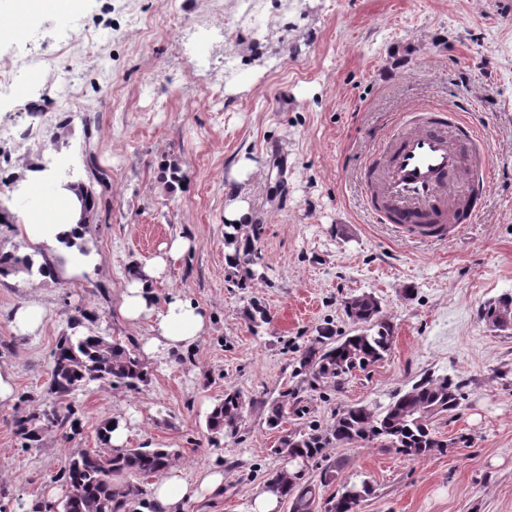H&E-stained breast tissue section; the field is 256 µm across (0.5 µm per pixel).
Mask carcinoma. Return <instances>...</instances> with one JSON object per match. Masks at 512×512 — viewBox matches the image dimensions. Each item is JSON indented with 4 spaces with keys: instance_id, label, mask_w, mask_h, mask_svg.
<instances>
[{
    "instance_id": "carcinoma-1",
    "label": "carcinoma",
    "mask_w": 512,
    "mask_h": 512,
    "mask_svg": "<svg viewBox=\"0 0 512 512\" xmlns=\"http://www.w3.org/2000/svg\"><path fill=\"white\" fill-rule=\"evenodd\" d=\"M224 247L234 249L235 269L253 273L261 257L255 245L260 227L242 234L239 227L228 224ZM49 263H36L33 256L12 257L8 269L22 270L32 277L43 276ZM346 316L358 325L356 333L337 339L329 329L322 330L297 360L296 387L285 389L268 405L267 422L276 427L286 416L304 413L298 400L304 388L317 389L331 381L343 382L357 370L384 359L392 349L394 327L380 317L378 300L362 293L344 304ZM80 310L70 320V333L62 337L51 353L48 394L64 400L94 382L114 387L136 389L148 381L147 363L133 344L87 328ZM483 319L494 328L512 330V301L500 296L487 301ZM461 384L448 376H428L397 392L385 405L361 404L342 409L325 427H310L284 437L275 453L283 458L282 466L264 480L262 491L290 504V512H314L316 486L305 480V467L330 445L367 444L375 440L387 444L397 453L412 459L431 455L439 444L434 423L460 406ZM244 400L237 390L224 391L207 419V429L215 435L233 437L243 421ZM67 415L56 403L16 421L17 433L28 447L39 444L43 433L62 426ZM103 423L99 447L71 454L60 473L66 485L62 512H160L147 498L144 481L161 475L172 464L173 452L153 443L136 448H114L106 442L108 425ZM373 495L369 482L339 483L336 494L323 502V512H358L361 503Z\"/></svg>"
}]
</instances>
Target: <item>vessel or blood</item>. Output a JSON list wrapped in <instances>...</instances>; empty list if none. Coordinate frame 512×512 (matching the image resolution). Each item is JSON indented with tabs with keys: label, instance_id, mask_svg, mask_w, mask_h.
<instances>
[{
	"label": "vessel or blood",
	"instance_id": "obj_1",
	"mask_svg": "<svg viewBox=\"0 0 512 512\" xmlns=\"http://www.w3.org/2000/svg\"><path fill=\"white\" fill-rule=\"evenodd\" d=\"M490 166L476 126L460 109L418 105L368 156L360 174L374 223L433 244L473 223L487 180L463 179L468 163Z\"/></svg>",
	"mask_w": 512,
	"mask_h": 512
}]
</instances>
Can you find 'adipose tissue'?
Returning <instances> with one entry per match:
<instances>
[{"instance_id":"1","label":"adipose tissue","mask_w":512,"mask_h":512,"mask_svg":"<svg viewBox=\"0 0 512 512\" xmlns=\"http://www.w3.org/2000/svg\"><path fill=\"white\" fill-rule=\"evenodd\" d=\"M79 187H59L24 216L21 232L35 244L65 240L58 262L52 263V277H75L99 261L95 253L85 252ZM192 240L180 236L172 241L167 257H158L133 270L122 295L121 316L131 323L149 321L150 334L143 344L146 354L193 345L205 332L208 318L204 310L180 295L172 294L158 303L155 285L168 260H175L191 249ZM223 471L214 469L196 479H186L179 468H168L157 482L153 499L159 512H185L187 505L220 489Z\"/></svg>"}]
</instances>
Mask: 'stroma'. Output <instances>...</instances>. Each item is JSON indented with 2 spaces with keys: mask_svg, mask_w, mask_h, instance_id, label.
Wrapping results in <instances>:
<instances>
[{
  "mask_svg": "<svg viewBox=\"0 0 512 512\" xmlns=\"http://www.w3.org/2000/svg\"><path fill=\"white\" fill-rule=\"evenodd\" d=\"M243 10L241 0H83L76 13L25 20L23 37H0V58L25 62L15 95L0 101V208L14 218L0 224V254L35 249L16 223L38 206L21 162L100 197L85 228L96 267L76 281L0 275V364L16 375L14 401L0 403V499L37 497L61 512L58 471L119 416L129 445L171 448L185 478L223 469L222 489L186 512H252L284 436L446 374L462 400L435 423L444 449L412 460L355 444L324 449L321 464L371 483L359 512H512V331L480 315L512 294V0H260L250 23ZM414 103L467 105L492 152L481 213L440 244L370 223L359 184L366 155ZM90 154L108 185L93 179ZM236 198L261 227L251 277L224 262V209ZM183 235L195 245L156 289L204 309L203 336L149 358L139 389L90 384L73 398V425L25 447L15 422L50 402V354L70 315L85 311L86 326L141 345L148 322L118 313L124 282ZM362 293L394 326L390 354L341 385L301 392L304 416L268 426L265 403L295 385L300 351L325 326L353 334L342 302ZM31 302L45 326L17 335L11 315ZM228 389L244 397L243 422L214 443L207 407Z\"/></svg>",
  "mask_w": 512,
  "mask_h": 512,
  "instance_id": "35a3bbf8",
  "label": "stroma"
}]
</instances>
